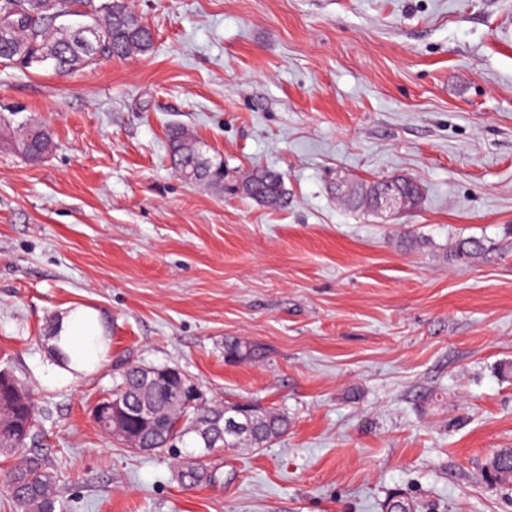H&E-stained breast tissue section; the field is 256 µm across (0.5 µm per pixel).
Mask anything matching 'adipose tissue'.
I'll return each mask as SVG.
<instances>
[{"instance_id": "ef3b65f1", "label": "adipose tissue", "mask_w": 512, "mask_h": 512, "mask_svg": "<svg viewBox=\"0 0 512 512\" xmlns=\"http://www.w3.org/2000/svg\"><path fill=\"white\" fill-rule=\"evenodd\" d=\"M52 344L59 351L67 372L94 368L106 346L99 314L83 307L71 310L57 324Z\"/></svg>"}]
</instances>
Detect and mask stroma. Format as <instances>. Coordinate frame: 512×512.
Wrapping results in <instances>:
<instances>
[{"label":"stroma","mask_w":512,"mask_h":512,"mask_svg":"<svg viewBox=\"0 0 512 512\" xmlns=\"http://www.w3.org/2000/svg\"><path fill=\"white\" fill-rule=\"evenodd\" d=\"M143 56L70 74L0 63V368L35 399L71 512H512L485 465L512 448V0H128ZM224 184L176 175L170 125ZM279 172L288 204L234 191ZM417 179L420 209L346 208L339 180ZM484 249L467 262L462 239ZM100 313V363L50 345ZM258 345L229 362L224 342ZM169 365L205 399L283 411L259 449L144 455L92 408L124 363ZM210 481L183 486L177 460ZM53 138L47 127L38 122H27L22 125L20 147L24 155L31 161H39L53 149ZM51 342L69 374L94 368L106 346L99 314L83 307L71 310L56 325Z\"/></svg>","instance_id":"35a3bbf8"}]
</instances>
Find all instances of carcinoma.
Returning <instances> with one entry per match:
<instances>
[{
    "label": "carcinoma",
    "instance_id": "cac0c4a2",
    "mask_svg": "<svg viewBox=\"0 0 512 512\" xmlns=\"http://www.w3.org/2000/svg\"><path fill=\"white\" fill-rule=\"evenodd\" d=\"M18 9L19 14L11 13ZM77 15L89 18L88 33L54 28L57 19ZM154 36L125 4V0H0V61L24 67L46 64L61 73L78 67L112 58H129L148 53ZM53 138L47 127L38 122L22 125L20 147L31 161H39L53 149ZM169 155L173 157L175 170L186 180L224 181V170L208 164L192 132L180 126L169 130ZM385 185L379 179L369 185L350 187L342 191L343 199L352 207L375 210L378 190ZM395 188L406 198V207L415 209L423 201L419 186L405 178L399 179ZM243 193L254 201L274 206L288 203V192L280 173L258 170L242 182ZM483 250L479 240L466 239L457 244L454 257L465 260ZM224 358L228 360H259L261 350L238 338L224 343ZM140 365L125 367L115 380L111 395H125L132 404L139 402L138 381ZM153 404L154 421L141 434L143 443L153 454L171 448L175 442H184L189 432L172 437L167 414L170 405L164 388L155 386ZM15 414L0 423V452L20 459L5 475L10 487L14 512H66L65 505L55 491V475L46 457L36 449L39 430L36 428L34 399L24 396L14 401ZM267 439L264 446L288 432V416L263 409ZM490 461L497 466L488 471L492 482L512 484V448L496 450ZM180 480L193 486L211 480L208 469L198 464L182 466Z\"/></svg>",
    "mask_w": 512,
    "mask_h": 512
}]
</instances>
